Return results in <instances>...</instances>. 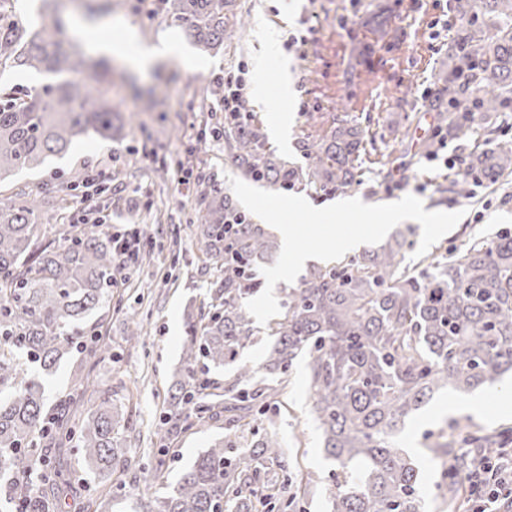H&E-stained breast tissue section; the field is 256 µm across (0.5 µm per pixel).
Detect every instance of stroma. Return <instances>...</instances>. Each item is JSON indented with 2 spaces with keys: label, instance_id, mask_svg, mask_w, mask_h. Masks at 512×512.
I'll return each instance as SVG.
<instances>
[{
  "label": "stroma",
  "instance_id": "35a3bbf8",
  "mask_svg": "<svg viewBox=\"0 0 512 512\" xmlns=\"http://www.w3.org/2000/svg\"><path fill=\"white\" fill-rule=\"evenodd\" d=\"M86 0H60L68 18L67 37L81 52L100 38L105 25L135 29L139 39L179 43L202 68L186 71L173 61L155 66L148 74L128 77L120 89V110L133 113L135 128L125 129L122 140L106 142L84 138L62 158L49 159L45 168L12 176L0 185L1 199L41 195L57 189L61 200L59 221L41 227L40 246L61 247L62 226L76 224L108 235L139 227L153 245V260L116 282L112 302L87 316L82 325L110 347L105 356L72 352L46 380L47 411L73 392L72 371L83 368L91 385L84 390V407L92 409L103 391H111L125 418L136 431L123 441L131 462L120 481H101L87 470L71 446L50 445L51 456L80 486L72 512H109L110 498L124 490L129 500L143 493L163 492L215 440L224 434L223 422L196 427L168 441L162 481H144L140 463L154 461L159 443L155 436L165 410V396L180 366L186 336L184 310L190 302L207 300L214 279L212 262L195 247L196 227L190 219L198 207L196 185L200 176L219 180L236 176L223 140L210 138L200 159L189 160L188 149L201 132L223 122V113L201 110L197 94L218 78L233 77L243 86L244 120L262 126L267 144L295 165L304 162L301 144L330 131L334 119L364 129L369 146L358 159L362 184L355 198L367 204L393 203L404 195L419 198L428 211H458L457 225L432 250L447 254L462 250L473 237L491 239L502 229L512 230V176L496 186L473 185L470 197L455 203L441 201L439 185L453 176L457 156L468 153L469 143L444 140L424 149L433 133V114L427 100L435 76L448 60V47L457 26L449 0H236V14L247 25L241 35L225 43L223 52L202 51L181 27L170 24L160 0H110V9L95 22L85 18ZM387 7L389 28L396 41L374 34L371 18ZM370 44L369 57H359L357 45ZM288 78L289 99L277 91ZM164 89L162 105L149 101L150 89ZM287 113L288 127L275 136L272 122ZM126 169V187L111 181L114 169ZM140 318L143 343H126L127 323ZM512 390V379L479 388L485 404L480 412H446L454 395L434 398L406 423L401 447H414L423 469L420 493L427 512H448L440 486L447 469L428 459L427 446L439 435L462 423L471 431L512 438V413L503 414L502 394ZM277 435L288 454L292 484L283 490L282 505L294 501L299 512H329V489L335 464L326 459L321 431L310 397L306 359H298L288 373L286 389L265 413L251 416L250 431L238 440L246 449L254 438Z\"/></svg>",
  "mask_w": 512,
  "mask_h": 512
}]
</instances>
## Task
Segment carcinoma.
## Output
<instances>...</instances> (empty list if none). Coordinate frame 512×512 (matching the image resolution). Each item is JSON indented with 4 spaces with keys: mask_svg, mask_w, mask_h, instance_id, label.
<instances>
[{
    "mask_svg": "<svg viewBox=\"0 0 512 512\" xmlns=\"http://www.w3.org/2000/svg\"><path fill=\"white\" fill-rule=\"evenodd\" d=\"M167 17L185 27L202 51L218 53L237 35L227 13L235 0H161ZM458 30L448 63L435 77L428 110L440 130L469 142L484 131L482 148L458 161L448 185L456 202L474 182L495 185L512 175V147L495 142L496 119L512 108V0H454ZM66 22L22 24L0 14V69L35 71L34 89L0 85V181L65 154L83 137L110 140L125 128L112 94V72L86 66L65 35ZM224 136L239 171L269 190L306 182L343 194L361 185L356 162L365 132L341 120L323 138L302 146L298 167L265 149L258 124L213 128ZM196 246L220 263L209 300L186 314L183 373L168 390L159 441L224 419L228 438L213 442L162 495L143 496L134 512H244L258 509L261 474L271 465L288 473L286 450L274 435L235 450L243 421L278 395L266 386L223 390L207 375L254 342L246 302L264 286L260 268L274 264L279 245L262 224L238 209L223 183H199ZM57 216L32 198L0 201V512H61L78 493L71 480L35 468L44 432L45 379L85 340L81 321L112 301V238L63 229L67 247L38 249L41 225ZM411 242L401 235L337 268H310L296 288H284L282 312L269 327L277 337L265 371L282 375L309 356L313 409L324 448L338 463L332 512H423L419 464L397 443L406 419L433 394L468 393L512 372V233L472 239L461 251L403 265ZM252 367L238 362V381ZM62 408L58 441L74 442L81 459L102 477L124 472L112 395L103 393L77 428ZM434 457L453 460L444 494L456 512L467 461L448 442Z\"/></svg>",
    "mask_w": 512,
    "mask_h": 512,
    "instance_id": "cac0c4a2",
    "label": "carcinoma"
}]
</instances>
